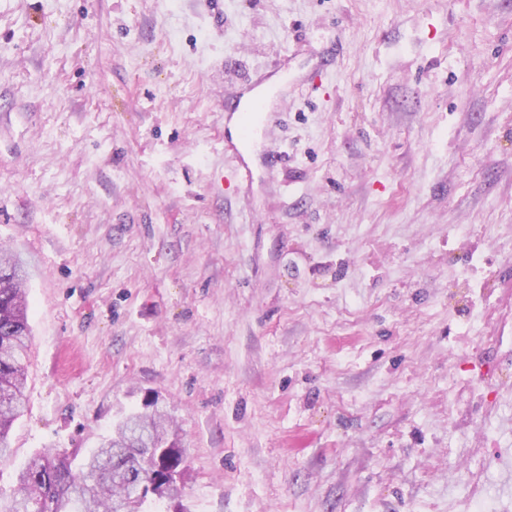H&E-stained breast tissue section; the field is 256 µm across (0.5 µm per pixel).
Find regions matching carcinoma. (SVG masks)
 <instances>
[{
  "mask_svg": "<svg viewBox=\"0 0 512 512\" xmlns=\"http://www.w3.org/2000/svg\"><path fill=\"white\" fill-rule=\"evenodd\" d=\"M20 258L0 252V460L26 406L31 329ZM183 452L167 412L131 411L82 460L35 454L17 475L15 492L0 493V512H149L153 493L181 497Z\"/></svg>",
  "mask_w": 512,
  "mask_h": 512,
  "instance_id": "carcinoma-1",
  "label": "carcinoma"
}]
</instances>
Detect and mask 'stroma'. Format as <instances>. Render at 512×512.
Listing matches in <instances>:
<instances>
[{
	"instance_id": "obj_1",
	"label": "stroma",
	"mask_w": 512,
	"mask_h": 512,
	"mask_svg": "<svg viewBox=\"0 0 512 512\" xmlns=\"http://www.w3.org/2000/svg\"><path fill=\"white\" fill-rule=\"evenodd\" d=\"M285 56L247 192L225 98ZM0 250V492L152 400L188 512H512V0H0ZM224 153L230 155L236 162V179L240 185H244L245 189L249 188L254 179L253 169L245 163L237 146L232 139L224 134ZM20 258L0 252V460L9 456V432L26 406V361L31 329Z\"/></svg>"
}]
</instances>
